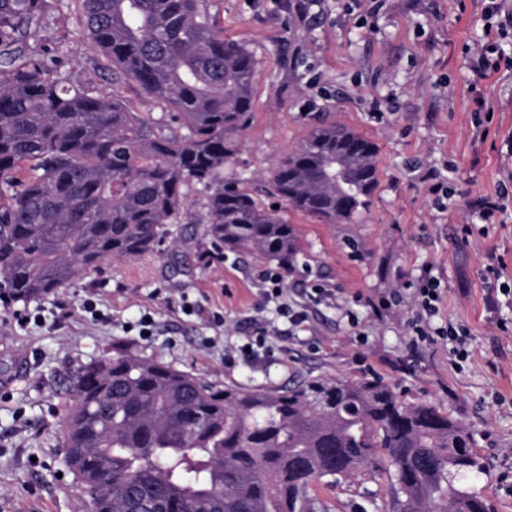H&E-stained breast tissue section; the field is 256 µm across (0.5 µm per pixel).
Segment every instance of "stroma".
Here are the masks:
<instances>
[{"mask_svg": "<svg viewBox=\"0 0 512 512\" xmlns=\"http://www.w3.org/2000/svg\"><path fill=\"white\" fill-rule=\"evenodd\" d=\"M288 2L207 0L225 39L256 60L252 110L232 134L224 177L265 190L312 128L336 123L377 145L368 208L336 224L289 211L301 251L278 299L263 297V275L277 264L214 248L196 190L190 221L172 225L160 253L108 261L55 294L0 308V377L26 362L0 393V512L29 501L42 512H90L64 463L67 387L116 342L219 386L377 378L405 401L438 403L474 434L487 465L476 490L496 512H512V294L503 291L512 285V199L492 224L474 222L469 208L512 182V65L481 79L461 52L484 45L487 0H315L303 20ZM45 35L73 79L111 89L69 9L49 16ZM479 98L494 110L484 138L474 128ZM375 101L379 120L369 114ZM431 168L449 180L447 210L422 180ZM427 268L443 295L431 320L439 333L423 340L415 288ZM392 294L396 303L375 307ZM186 302L194 313L183 312ZM283 303L306 321L281 316ZM23 315L29 323L18 324ZM450 326L467 330V358L442 336ZM314 496L327 512H389L391 484L364 470L316 482Z\"/></svg>", "mask_w": 512, "mask_h": 512, "instance_id": "1", "label": "stroma"}]
</instances>
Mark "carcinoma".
I'll list each match as a JSON object with an SVG mask.
<instances>
[{
	"mask_svg": "<svg viewBox=\"0 0 512 512\" xmlns=\"http://www.w3.org/2000/svg\"><path fill=\"white\" fill-rule=\"evenodd\" d=\"M64 2L112 91L73 82L43 44L44 18ZM255 71L206 0H0V305L160 252L196 185L216 248L283 269L300 252L288 210L334 224L365 208L377 146L336 124L313 128L276 169L273 202L224 180ZM129 81L159 116L131 110L119 92ZM71 389L64 462L90 512H309L315 482L377 466L391 512L492 509L472 485L486 465L469 429L378 380L220 388L118 344Z\"/></svg>",
	"mask_w": 512,
	"mask_h": 512,
	"instance_id": "obj_1",
	"label": "carcinoma"
}]
</instances>
